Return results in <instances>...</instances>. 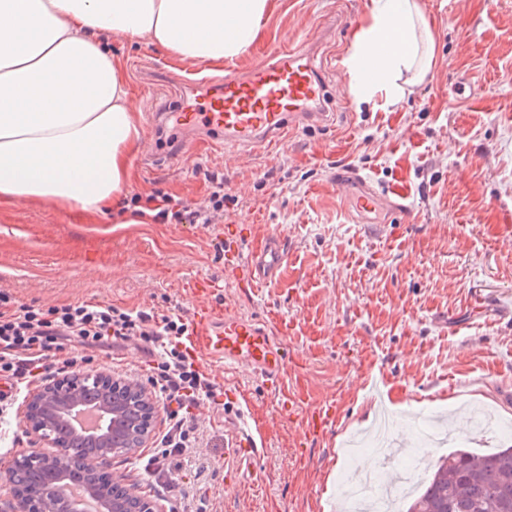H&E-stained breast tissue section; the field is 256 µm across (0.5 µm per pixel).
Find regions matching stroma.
Masks as SVG:
<instances>
[{
  "instance_id": "stroma-1",
  "label": "stroma",
  "mask_w": 512,
  "mask_h": 512,
  "mask_svg": "<svg viewBox=\"0 0 512 512\" xmlns=\"http://www.w3.org/2000/svg\"><path fill=\"white\" fill-rule=\"evenodd\" d=\"M434 33L427 78L409 83L400 105L358 104L341 65L370 0H273L259 40L235 57L246 67L284 41H320L329 122L290 131L275 145L188 158L163 144L152 121L178 98L192 65L164 48L115 36L140 119L130 191L160 188L190 202L208 194V173L224 175L233 199L220 224H120L109 215L32 202L0 207V289L46 309L84 301L155 317L191 319L196 277L227 282L212 304L270 323L288 350L283 387L248 367L207 372L217 390L239 389L237 412L210 402L193 424L198 445L176 457L180 482L150 477L144 463L168 429L158 415L147 447L108 466L132 493L166 512H344L336 492L369 453L348 456L351 439L388 412L383 445L430 464L458 449L512 446V0H420ZM357 170L376 189L404 195L409 215L372 222L347 214L337 178ZM280 233L288 262L271 285L234 287L240 268L216 255L213 240L250 253ZM88 374L145 378L142 350L95 351ZM295 411L279 404L282 393ZM27 395L0 413V500L4 473L36 441L23 424ZM334 406L336 421L306 432L313 410ZM252 432L260 458L252 483L229 481L236 428Z\"/></svg>"
}]
</instances>
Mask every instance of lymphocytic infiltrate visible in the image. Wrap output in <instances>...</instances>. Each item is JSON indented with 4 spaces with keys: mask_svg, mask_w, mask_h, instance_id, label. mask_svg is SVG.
Wrapping results in <instances>:
<instances>
[{
    "mask_svg": "<svg viewBox=\"0 0 512 512\" xmlns=\"http://www.w3.org/2000/svg\"><path fill=\"white\" fill-rule=\"evenodd\" d=\"M203 202L188 203L163 189L134 193L125 202L134 214L163 223L218 224L228 200L224 181L209 175ZM189 326L179 315L154 319L142 311L95 302L41 309L19 303L0 291V377L25 386L49 372L59 374L90 363L91 351L135 345L157 351L148 380L167 405L168 430L149 459L157 471L177 483L171 459L195 442L190 416L200 402L215 397L216 387L184 343Z\"/></svg>",
    "mask_w": 512,
    "mask_h": 512,
    "instance_id": "obj_1",
    "label": "lymphocytic infiltrate"
}]
</instances>
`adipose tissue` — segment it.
Instances as JSON below:
<instances>
[{
	"mask_svg": "<svg viewBox=\"0 0 512 512\" xmlns=\"http://www.w3.org/2000/svg\"><path fill=\"white\" fill-rule=\"evenodd\" d=\"M272 0H0V204L91 213L120 207L141 143L119 63L101 32L221 63L258 39ZM433 33L419 0H372L342 65L358 101L399 105L427 77Z\"/></svg>",
	"mask_w": 512,
	"mask_h": 512,
	"instance_id": "ef3b65f1",
	"label": "adipose tissue"
}]
</instances>
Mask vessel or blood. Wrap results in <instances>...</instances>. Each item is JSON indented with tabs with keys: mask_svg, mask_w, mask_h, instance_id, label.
I'll use <instances>...</instances> for the list:
<instances>
[{
	"mask_svg": "<svg viewBox=\"0 0 512 512\" xmlns=\"http://www.w3.org/2000/svg\"><path fill=\"white\" fill-rule=\"evenodd\" d=\"M315 55L313 47L286 44L245 69L225 68L221 76L203 78V101L180 105L161 119L178 129H196V137L181 145L183 152L192 154L215 147L275 143L290 129L321 125L326 118V80ZM341 190L346 207L361 215L375 212L382 203L381 196L357 174L344 177ZM287 262L283 237L270 235L250 253L247 275L238 285L254 288L275 281ZM223 288V281L212 278H197L189 284L190 293L198 299L187 338L192 353L227 373L247 364L266 382L280 384L287 367L282 347L271 340L263 320L210 304V296Z\"/></svg>",
	"mask_w": 512,
	"mask_h": 512,
	"instance_id": "obj_1",
	"label": "vessel or blood"
}]
</instances>
